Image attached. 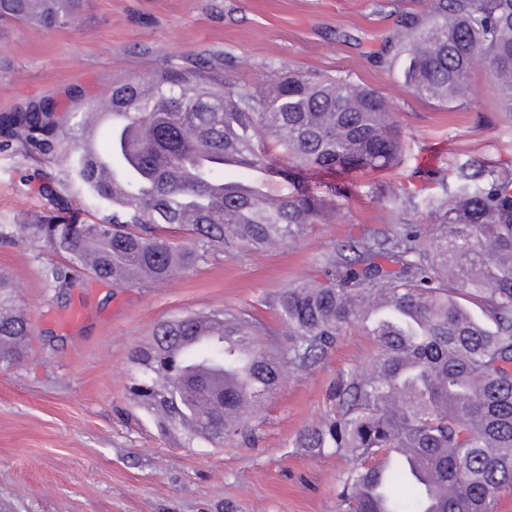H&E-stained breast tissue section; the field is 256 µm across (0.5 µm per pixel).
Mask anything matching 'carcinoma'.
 Segmentation results:
<instances>
[{
  "label": "carcinoma",
  "mask_w": 512,
  "mask_h": 512,
  "mask_svg": "<svg viewBox=\"0 0 512 512\" xmlns=\"http://www.w3.org/2000/svg\"><path fill=\"white\" fill-rule=\"evenodd\" d=\"M82 0H0V25L72 27ZM407 91L440 104L469 98L483 59L501 112L512 118V0H431L396 38ZM119 107L112 168L122 192L82 150L88 113L61 121L48 107L0 113V150L56 157L63 186L105 209L90 224L51 216L33 239L65 263L45 269L64 295L94 276L117 288L163 283L216 252L290 244L335 212L345 187L314 191L306 171H381L404 151L390 103L347 78L295 70L263 90L204 61L171 65L144 81L112 84L98 102ZM240 175L229 178L227 167ZM271 171L290 191L250 188ZM417 215L389 235L370 234L326 258L325 281L301 282L277 300L288 348L246 312L212 311L195 343L193 314L159 323L131 353L132 398L160 429L181 428L213 447L250 435L246 410L288 370L321 361L339 337H372L368 370H347L330 389V415L298 447L349 458L339 512H496L512 495V168L467 163L444 196H394ZM32 336L0 272V367L24 359Z\"/></svg>",
  "instance_id": "1"
}]
</instances>
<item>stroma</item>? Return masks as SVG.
<instances>
[{
    "mask_svg": "<svg viewBox=\"0 0 512 512\" xmlns=\"http://www.w3.org/2000/svg\"><path fill=\"white\" fill-rule=\"evenodd\" d=\"M426 0H83L79 29L0 26V113L41 100L60 110L91 105L113 82L146 79L169 65L219 60L261 89L288 70L347 76L377 90L405 135L400 163L346 176L338 213L298 241L258 254L212 255L169 282L116 288L84 278L68 299L44 268L49 251L26 225L79 200L85 221L102 217L90 198L47 191L57 163L0 154V271L10 274L33 326L27 358L0 368V512H336L345 458L295 442L328 415L337 376L366 366L369 336L351 330L318 364L292 371L257 412L253 441L213 448L162 435L127 393L134 346L188 311L248 310L284 348L276 303L289 285L320 277L327 256L368 232L391 233L405 216L396 188L441 196L460 165L512 160V119L500 112L485 64L474 96L448 106L413 97L391 67L394 34L426 14ZM81 310L80 323H69Z\"/></svg>",
    "mask_w": 512,
    "mask_h": 512,
    "instance_id": "stroma-1",
    "label": "stroma"
}]
</instances>
